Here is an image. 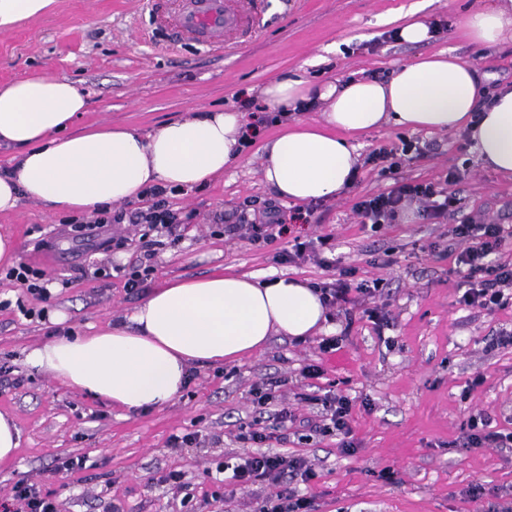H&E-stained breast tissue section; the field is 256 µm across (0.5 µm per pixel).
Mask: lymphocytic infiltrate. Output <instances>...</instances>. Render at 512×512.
Wrapping results in <instances>:
<instances>
[{"mask_svg":"<svg viewBox=\"0 0 512 512\" xmlns=\"http://www.w3.org/2000/svg\"><path fill=\"white\" fill-rule=\"evenodd\" d=\"M165 194L164 188H152V202L147 209L133 210L127 216H112L104 211L97 214L93 225L99 228L114 221L120 223L127 220L133 224L172 227L180 223L181 216L178 211L167 208ZM414 199L422 203L424 217L432 221L454 213L458 204L456 196L440 192L433 183L398 179L386 191L361 197L355 203L354 209L361 223L376 229L395 221L404 202ZM262 216L263 223L255 224L249 222L247 214H240L235 223L225 225L224 233L256 243L274 241L282 223L280 209L275 203H265ZM451 234L463 246L457 256L459 265L466 270V290L460 298L461 303L489 311L501 306L506 291H512V262L501 263L492 259L505 241L502 226L469 221L453 225ZM354 274V269L342 267L332 281L318 283L317 288L327 307L340 310L355 304L357 295L374 296L376 285L365 282L352 284ZM276 387V382L272 381L251 389V402L256 416L247 428L241 429L239 441L256 446L265 444L276 439L278 430L295 422L296 415L290 406L274 407ZM313 401L322 407L319 422L312 426L313 432L324 436H340L344 453H353L351 403L348 397L327 392L314 396ZM266 418L272 419V427L263 426L262 421ZM232 472L234 480L243 487L259 481L276 485L275 499L265 512H313L311 501L298 495L292 486L293 480L306 483L314 477L304 458L259 452L240 458Z\"/></svg>","mask_w":512,"mask_h":512,"instance_id":"f902f5d3","label":"lymphocytic infiltrate"}]
</instances>
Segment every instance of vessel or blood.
I'll return each instance as SVG.
<instances>
[{
	"label": "vessel or blood",
	"instance_id": "vessel-or-blood-1",
	"mask_svg": "<svg viewBox=\"0 0 512 512\" xmlns=\"http://www.w3.org/2000/svg\"><path fill=\"white\" fill-rule=\"evenodd\" d=\"M243 14L232 0H181L173 38L190 37L201 45L224 49L229 31L241 25Z\"/></svg>",
	"mask_w": 512,
	"mask_h": 512
}]
</instances>
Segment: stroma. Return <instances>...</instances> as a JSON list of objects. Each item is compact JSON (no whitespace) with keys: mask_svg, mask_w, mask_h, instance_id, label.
<instances>
[{"mask_svg":"<svg viewBox=\"0 0 512 512\" xmlns=\"http://www.w3.org/2000/svg\"><path fill=\"white\" fill-rule=\"evenodd\" d=\"M248 15L252 35L230 33V50L193 42H167L168 17L154 18L146 0H58L54 12L0 31V85L34 75L67 77L89 96L74 130L93 124L129 126L142 132L194 109L244 112L260 134L239 165L201 187L168 194L183 224L150 231L144 224H110L79 234L80 214L22 202L0 216L14 236L21 261L43 269L48 300L0 278V412L21 429L14 460L0 465V500L16 485L37 484L58 512H260L275 494L258 482L233 487L216 470L242 455L236 435L254 417L249 390L279 381L278 400L288 402L298 423L269 452L300 455L316 476L307 488L316 512H512V447L461 448L463 424L488 414L496 430L512 431V299L494 312L461 305L463 275L455 257L453 224L470 219L502 225L506 244L498 261L512 262V180L482 166L458 132H414L385 125L358 135L360 155L406 138L425 145L404 162L398 176L455 192L458 211L449 221L396 219L381 230L361 224L359 197L390 188L393 178L361 165L347 193L314 203L309 219L298 206L277 200L265 183L260 148L285 121H312L319 109L279 118L252 88L303 71L315 84L351 79H391L404 63L448 51L485 74L486 93L512 84V39L478 45L462 36L461 18L476 0H263ZM422 4L426 21L447 31L418 44L392 40L397 15ZM459 178L448 183L449 171ZM262 208L278 202L284 236L265 245L228 238L224 226L244 202ZM332 235V255L355 268V281L382 279L380 296L331 312L328 335L339 349L323 352L320 336L272 337L263 351L237 364L193 369L182 394L160 409L125 415L106 401L61 386L50 372L31 367L27 354L64 335L126 320L154 288L175 277L224 268L325 282L331 271L315 260L277 264L273 255L294 238ZM119 243L107 247L110 238ZM389 257L390 265L373 266ZM149 268L140 292H128L124 274ZM383 307L390 324L376 330L364 308ZM31 316H24V309ZM44 317H35V310ZM320 364L321 378L301 370ZM334 391L352 401L357 452H341L334 436L303 438L304 420L319 407L299 394ZM198 433V443L174 448L170 436ZM64 457H79L80 470H64ZM177 470L180 487L162 480ZM480 496H473V488Z\"/></svg>","mask_w":512,"mask_h":512,"instance_id":"35a3bbf8","label":"stroma"}]
</instances>
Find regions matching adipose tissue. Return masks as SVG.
<instances>
[{
  "mask_svg": "<svg viewBox=\"0 0 512 512\" xmlns=\"http://www.w3.org/2000/svg\"><path fill=\"white\" fill-rule=\"evenodd\" d=\"M476 44L512 37V0H490L460 22ZM482 80L472 63L440 51L402 65L388 81L315 86L301 74L259 87L268 106L289 110L318 99V119L297 121L262 148V174L281 199H329L353 183L360 155L350 135L384 124L413 131L462 130L482 165L512 177V85L481 106ZM87 110L77 83L37 75L0 87V215L22 201L96 215L142 199L152 187L193 188L222 177L247 140L244 113L194 111L141 134L127 126L70 127ZM328 310L309 285L216 270L155 288L128 322L89 336H63L30 351L65 388L135 413L160 408L182 391L191 368L236 364L276 335L306 337L324 329Z\"/></svg>",
  "mask_w": 512,
  "mask_h": 512,
  "instance_id": "obj_1",
  "label": "adipose tissue"
}]
</instances>
